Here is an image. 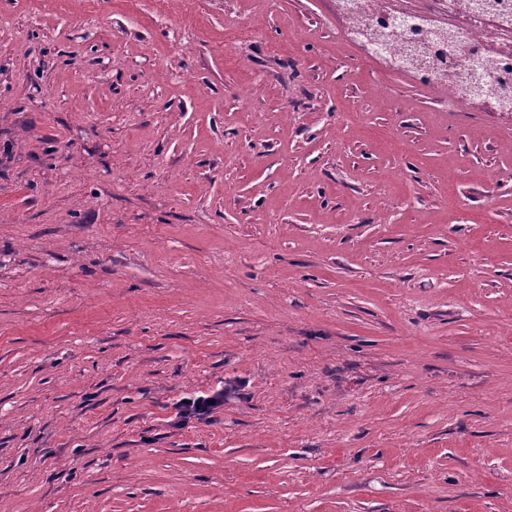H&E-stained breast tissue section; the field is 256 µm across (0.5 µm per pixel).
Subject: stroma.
Listing matches in <instances>:
<instances>
[{"instance_id":"1","label":"stroma","mask_w":512,"mask_h":512,"mask_svg":"<svg viewBox=\"0 0 512 512\" xmlns=\"http://www.w3.org/2000/svg\"><path fill=\"white\" fill-rule=\"evenodd\" d=\"M341 26L0 0V512H512V115ZM223 405L224 390L216 391L209 395L183 399L179 405L178 415L185 420L195 418L209 421L213 418L212 414Z\"/></svg>"}]
</instances>
